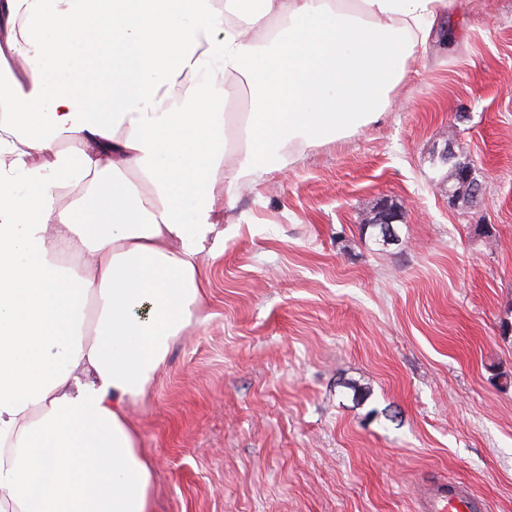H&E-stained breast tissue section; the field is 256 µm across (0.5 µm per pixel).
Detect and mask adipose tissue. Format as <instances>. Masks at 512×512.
Segmentation results:
<instances>
[{
  "mask_svg": "<svg viewBox=\"0 0 512 512\" xmlns=\"http://www.w3.org/2000/svg\"><path fill=\"white\" fill-rule=\"evenodd\" d=\"M447 6L0 0V512H153L127 405L206 321L217 198L378 121Z\"/></svg>",
  "mask_w": 512,
  "mask_h": 512,
  "instance_id": "ef3b65f1",
  "label": "adipose tissue"
}]
</instances>
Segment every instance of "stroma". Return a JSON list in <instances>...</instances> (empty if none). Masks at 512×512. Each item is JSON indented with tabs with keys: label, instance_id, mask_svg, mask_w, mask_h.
<instances>
[{
	"label": "stroma",
	"instance_id": "obj_1",
	"mask_svg": "<svg viewBox=\"0 0 512 512\" xmlns=\"http://www.w3.org/2000/svg\"><path fill=\"white\" fill-rule=\"evenodd\" d=\"M391 98L217 199L207 320L129 406L155 512H417L431 480L512 512V0H452ZM459 184L457 187L454 185H448V198L451 200L457 199L461 192V187H464L466 191L470 193V198L477 199L482 191V184L476 177V169L472 166L467 167L459 176Z\"/></svg>",
	"mask_w": 512,
	"mask_h": 512
}]
</instances>
